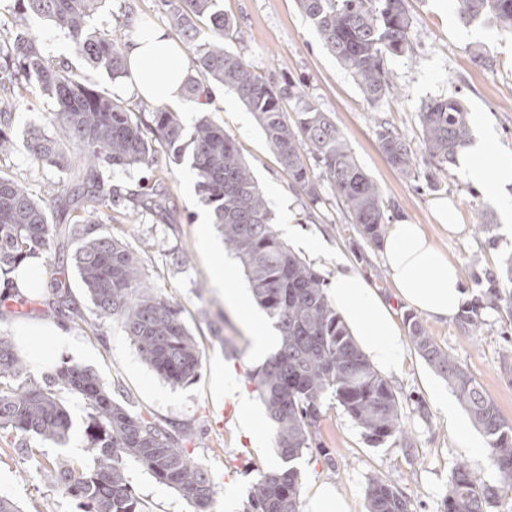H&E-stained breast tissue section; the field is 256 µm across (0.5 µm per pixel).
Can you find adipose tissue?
I'll return each instance as SVG.
<instances>
[{
	"label": "adipose tissue",
	"instance_id": "1",
	"mask_svg": "<svg viewBox=\"0 0 512 512\" xmlns=\"http://www.w3.org/2000/svg\"><path fill=\"white\" fill-rule=\"evenodd\" d=\"M134 90L142 100L178 103L186 74L185 47L159 27L135 29L124 50ZM466 182L496 198L503 225L512 228V149L499 147L485 113L474 115V135L457 156ZM382 253L396 295L416 310L452 319L465 301L459 268L421 225H388ZM330 298L361 350L382 371L401 368L404 340L385 301L353 271L337 274Z\"/></svg>",
	"mask_w": 512,
	"mask_h": 512
}]
</instances>
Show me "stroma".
I'll list each match as a JSON object with an SVG mask.
<instances>
[{
	"mask_svg": "<svg viewBox=\"0 0 512 512\" xmlns=\"http://www.w3.org/2000/svg\"><path fill=\"white\" fill-rule=\"evenodd\" d=\"M222 6L242 30L241 40L229 42V49L243 56L257 74L289 78L304 90L344 132L355 159L379 185L394 217L423 225L429 235L439 236L460 269L467 301L485 299L488 278L497 276L512 256V233L503 232L496 201L467 184L457 166L435 171L421 151L416 154L418 174L433 176L435 185L416 187L389 164L379 148L377 129L380 123H391L417 146L421 105L454 95L463 100L468 112L487 113L498 142L512 148V38L481 22L463 24L456 13H443L439 0H407L416 34L413 48L388 61L399 94L372 106L323 46L296 0H222ZM132 17L152 26H170L161 0H103L89 26L112 29L126 40L130 37L127 21ZM32 28L45 56L80 66L74 43L49 21L35 20ZM479 45L495 57V67L472 61L470 51ZM215 95L216 118L262 186L279 235L325 280H332L344 267L356 269L390 305L397 324H404L409 308L395 296L380 248L360 237L333 190L323 187L321 202L311 203L292 185L253 112L225 89H217ZM52 110V102L38 95L21 102L9 131L14 149L0 157V170L25 180L37 194L53 186L59 174L48 166H31L26 132L49 129ZM144 180L164 193L166 212L138 208L127 216L113 213L112 233L135 248L153 242V249L142 255L147 283L180 303L185 324L203 353L199 376L176 386L157 376L137 357L118 322L95 315L69 267L58 269L55 277L68 288L86 319L84 325L67 326L74 341L71 348L56 351L51 339L34 342L26 337L27 331L49 322L45 312L50 295L45 289L31 297L26 310L0 303V333L12 336L31 356L35 371L64 359L91 367L105 384H120L137 411L186 425L192 435L188 450L208 468L217 486L213 512H244L258 473L282 464L273 425L248 379L260 366L250 351L253 326L229 302L230 295L246 297L250 290L217 230L201 232L198 218L210 214L211 208L200 200L188 164H175L162 155L153 170H118L112 176L114 184L131 189ZM439 199L455 208L463 226L459 235L440 237L433 212V203ZM482 224L490 225L489 233L479 232ZM219 312L226 319V335L241 339L243 352L238 357L227 356L212 335L211 322ZM480 319L481 329L475 333L456 319L420 317L429 336L480 383L504 420L512 424V372H505L501 363L505 344H512V318L504 309L487 306ZM387 379L400 400L408 439L371 444L342 407L328 401L319 424L320 449L298 462L303 486L331 484L347 499L350 512H366L367 484L378 478L406 496L416 512H440L452 474L463 463L487 483L499 486V508L512 512V485L503 482L485 454L484 436L471 426L464 409H457L451 419L442 414L439 398H452L453 393L413 345H406L402 368ZM228 389L248 395L262 441H253L241 429L237 404L224 395ZM459 424L467 426L481 454H469L456 440L454 429ZM26 461L25 454L0 444V495L18 501L24 512H81L77 501L43 483ZM129 477L151 512H192L174 490L156 483L142 469L130 468Z\"/></svg>",
	"mask_w": 512,
	"mask_h": 512,
	"instance_id": "1",
	"label": "stroma"
}]
</instances>
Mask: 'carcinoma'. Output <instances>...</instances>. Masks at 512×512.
I'll list each match as a JSON object with an SVG mask.
<instances>
[{"mask_svg": "<svg viewBox=\"0 0 512 512\" xmlns=\"http://www.w3.org/2000/svg\"><path fill=\"white\" fill-rule=\"evenodd\" d=\"M171 24L182 33L187 52L184 97L214 103L215 88L233 92L252 112L271 149L294 184L311 202L329 184L357 225L361 238L380 244L387 214L379 186L356 161L344 133L327 113L291 80L257 75L225 42L239 40L237 22L219 0H162ZM102 0H11V37L0 41V155L11 152L8 131L17 105L29 88L54 103L51 134L30 130L26 149L32 164L62 174L48 197L38 198L12 175L0 172V277L29 257L46 266H70L95 313L120 323L138 358L165 381L180 385L197 378L202 352L184 323L181 306L149 291L141 253L112 235L101 208L133 202L146 209L166 208L163 196L144 185L123 189L112 183L120 169L149 168L159 154L187 162L197 193L212 207L213 223L225 248L238 260L250 290L279 333L278 349L250 379L274 429L283 466L259 473L246 512H301V472L296 461L320 450L318 427L326 401L334 400L373 444L405 434L399 399L387 379L357 346L329 298L327 282L295 255L273 224L264 190L240 157L237 146L209 115L188 131L177 112L161 103L148 115L111 98L88 83L78 68L50 62L31 25L46 19L75 44L83 65L116 80L129 75L121 43L112 31H93L89 18ZM465 23L487 21L512 35V0H452ZM323 45L354 78L373 106L396 92L387 66L391 57L412 48L406 0H298ZM420 145L446 171L469 141V112L453 96L426 102L419 113ZM379 145L391 166L416 178V156L406 137L391 124L380 125ZM312 156L318 172L304 156ZM71 243L64 250L59 239ZM47 316L67 325L81 318L68 290L49 281ZM480 302L460 321L481 328ZM409 339L425 362L448 384L472 423L487 440L502 479L512 483V426L495 403L447 351L429 336L413 314L406 317ZM121 388L103 383L89 367L61 362L52 371L33 372L32 359L14 339L0 334V434L17 439L31 457L30 441L61 448L39 464L41 479L62 495L82 499L85 512H150L131 486L136 465L157 483L177 491L194 512H212L216 485L206 467L185 448L186 428L135 411L115 398ZM81 399L84 452L62 451L73 421L62 394ZM367 512H416L389 483L369 481ZM499 490L460 464L445 496L444 512H492Z\"/></svg>", "mask_w": 512, "mask_h": 512, "instance_id": "1", "label": "carcinoma"}]
</instances>
